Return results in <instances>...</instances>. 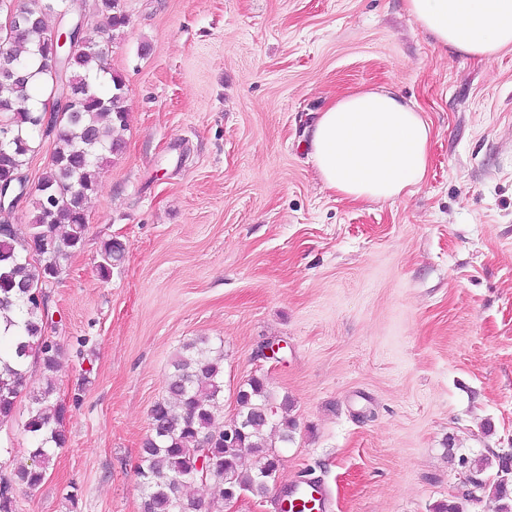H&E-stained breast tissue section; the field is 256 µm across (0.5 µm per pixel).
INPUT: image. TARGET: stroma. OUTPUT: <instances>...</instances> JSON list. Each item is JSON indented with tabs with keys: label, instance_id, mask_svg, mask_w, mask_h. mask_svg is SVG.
I'll return each instance as SVG.
<instances>
[{
	"label": "stroma",
	"instance_id": "obj_1",
	"mask_svg": "<svg viewBox=\"0 0 512 512\" xmlns=\"http://www.w3.org/2000/svg\"><path fill=\"white\" fill-rule=\"evenodd\" d=\"M122 2L106 61L122 150L43 287L67 442L39 487L14 484L31 462L21 393L0 425L14 512H140L150 409L201 336L224 346L219 418L258 377L296 424L266 498L228 507L199 482L207 512H275L305 470L333 512H496L491 489L466 497L460 459L512 448V52L443 55L404 0ZM386 84L432 124L426 179L339 199L301 144L335 98ZM112 239L125 254L105 280Z\"/></svg>",
	"mask_w": 512,
	"mask_h": 512
}]
</instances>
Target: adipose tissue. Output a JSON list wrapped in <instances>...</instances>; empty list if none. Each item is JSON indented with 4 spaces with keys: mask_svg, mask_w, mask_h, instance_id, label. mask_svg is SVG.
I'll use <instances>...</instances> for the list:
<instances>
[{
    "mask_svg": "<svg viewBox=\"0 0 512 512\" xmlns=\"http://www.w3.org/2000/svg\"><path fill=\"white\" fill-rule=\"evenodd\" d=\"M436 44L491 61L512 51V0H405ZM432 125L392 86L359 88L321 113L304 147L324 185L340 199L368 202L412 193L426 177Z\"/></svg>",
    "mask_w": 512,
    "mask_h": 512,
    "instance_id": "adipose-tissue-1",
    "label": "adipose tissue"
}]
</instances>
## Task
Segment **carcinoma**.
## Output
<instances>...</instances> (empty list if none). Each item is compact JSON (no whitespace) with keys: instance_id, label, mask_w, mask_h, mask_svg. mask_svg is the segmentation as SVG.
I'll return each instance as SVG.
<instances>
[{"instance_id":"cac0c4a2","label":"carcinoma","mask_w":512,"mask_h":512,"mask_svg":"<svg viewBox=\"0 0 512 512\" xmlns=\"http://www.w3.org/2000/svg\"><path fill=\"white\" fill-rule=\"evenodd\" d=\"M93 26L114 32L127 24L121 0H93ZM45 21L29 24L11 37L5 49L26 65L32 76L22 82L0 78V178L18 173L16 163L33 151L40 138H53V151L37 188L27 237L17 231L0 233V321L19 332L11 342L14 357L8 363L0 354V424L12 419L15 399L28 385L26 360L36 357L43 382L30 391L34 407L25 424L33 441L32 463L14 471V482L35 488L45 478L54 449L66 443L59 429L64 407L50 400L55 385L48 373L55 370L61 347L44 334L45 308L35 299L39 278L57 279L63 264L79 250L86 235L85 208L99 187V173L107 155L117 154L122 142L114 133L125 127L126 96L123 78L107 71L97 50H76L67 75L61 76L48 44ZM67 79L74 88L77 108L56 116L55 129H43V107L54 87ZM124 257L123 244L103 245L98 265L102 278ZM224 396V353L208 338L183 344L171 362L166 396L150 410V434L143 442L137 476L143 490L141 512H200L186 488L194 477L200 449H213L217 476L224 484L229 472L236 488L255 497L269 491L271 475L279 466L276 444H288L293 421L276 417L273 397L262 379L253 377L238 391L236 419L243 423L239 447L224 448V423L217 420V404ZM256 457L249 470L241 468L243 453ZM498 458L495 498L497 512H512L508 494V459Z\"/></svg>"}]
</instances>
